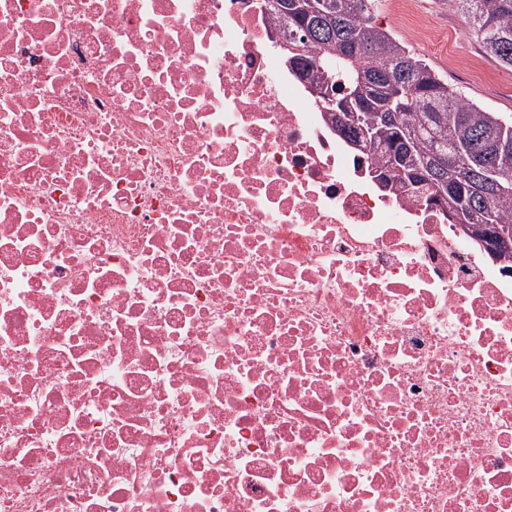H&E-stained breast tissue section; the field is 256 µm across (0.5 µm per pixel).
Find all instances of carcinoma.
<instances>
[{"instance_id": "cac0c4a2", "label": "carcinoma", "mask_w": 512, "mask_h": 512, "mask_svg": "<svg viewBox=\"0 0 512 512\" xmlns=\"http://www.w3.org/2000/svg\"><path fill=\"white\" fill-rule=\"evenodd\" d=\"M291 70L321 91L350 98L352 111L374 125L380 140L369 158L378 166L405 137L434 182L448 186V209L469 224L512 229V116L463 98L448 79L374 22L375 0H263ZM470 35L496 64L512 70V0H454ZM334 77L322 84V73ZM475 152L460 176L449 179L440 154Z\"/></svg>"}]
</instances>
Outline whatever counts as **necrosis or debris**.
I'll use <instances>...</instances> for the list:
<instances>
[{
	"instance_id": "1",
	"label": "necrosis or debris",
	"mask_w": 512,
	"mask_h": 512,
	"mask_svg": "<svg viewBox=\"0 0 512 512\" xmlns=\"http://www.w3.org/2000/svg\"><path fill=\"white\" fill-rule=\"evenodd\" d=\"M270 32L0 0V512H512V271ZM414 154L415 150L413 140H404L402 147L397 151H393L391 153L390 162L386 167H379L377 169H374L373 175L377 176L375 178V181L377 182L379 187L385 191L388 190L391 181L393 180L392 176L394 174H397L404 178L409 184L413 185V187H421L428 184L427 182H429V191H433L431 197L438 196L440 199H447L446 186H434L429 181L430 177L427 174V172L415 166L412 163V158L414 157ZM388 178L392 179L389 183V186H387ZM405 180L399 179L398 181L394 182L392 185V189H403L404 191L407 192V194L419 197L420 194L416 192L417 188L409 189V185Z\"/></svg>"
}]
</instances>
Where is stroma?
<instances>
[{"label": "stroma", "instance_id": "1", "mask_svg": "<svg viewBox=\"0 0 512 512\" xmlns=\"http://www.w3.org/2000/svg\"><path fill=\"white\" fill-rule=\"evenodd\" d=\"M409 11V22L398 21L386 0L377 22L447 78L463 97L512 115V70L491 61L473 39L459 45L456 52L446 49L449 34L465 27L463 15L449 8L446 0H409Z\"/></svg>", "mask_w": 512, "mask_h": 512}]
</instances>
